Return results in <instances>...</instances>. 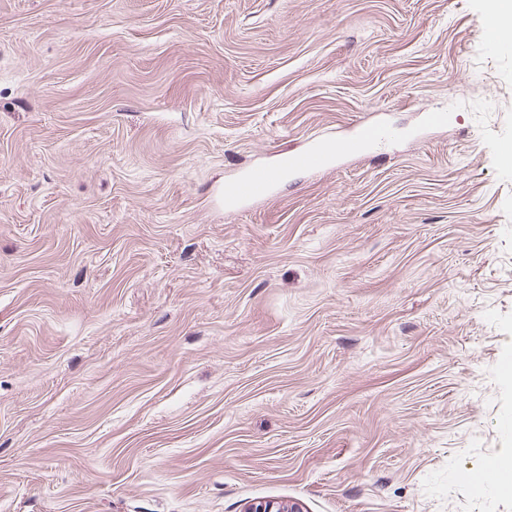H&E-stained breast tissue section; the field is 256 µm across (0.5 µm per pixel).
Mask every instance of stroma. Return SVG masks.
Wrapping results in <instances>:
<instances>
[{
    "mask_svg": "<svg viewBox=\"0 0 512 512\" xmlns=\"http://www.w3.org/2000/svg\"><path fill=\"white\" fill-rule=\"evenodd\" d=\"M487 5L0 0V512H512L464 479L512 448ZM417 137L414 130L358 121L350 133L337 143L312 141L306 147L288 154L277 165H255L245 173L227 180L222 188L224 202L235 205L266 199L288 172L327 169L333 165L336 157H357L380 140Z\"/></svg>",
    "mask_w": 512,
    "mask_h": 512,
    "instance_id": "obj_1",
    "label": "stroma"
}]
</instances>
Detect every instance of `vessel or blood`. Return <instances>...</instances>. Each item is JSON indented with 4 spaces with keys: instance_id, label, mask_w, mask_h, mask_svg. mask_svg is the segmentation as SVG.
Segmentation results:
<instances>
[{
    "instance_id": "b4317fda",
    "label": "vessel or blood",
    "mask_w": 512,
    "mask_h": 512,
    "mask_svg": "<svg viewBox=\"0 0 512 512\" xmlns=\"http://www.w3.org/2000/svg\"><path fill=\"white\" fill-rule=\"evenodd\" d=\"M415 131L390 128L376 122H356L350 133L335 143L314 141L288 154L279 164L256 165L245 173L227 180L222 188L226 204L235 205L263 200L292 171H317L330 168L336 157H356L381 140L412 139Z\"/></svg>"
}]
</instances>
